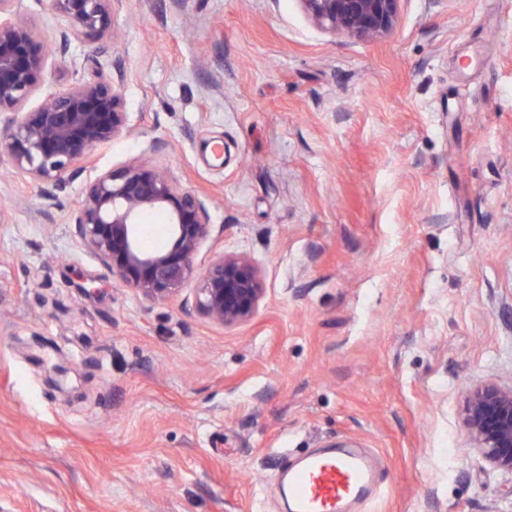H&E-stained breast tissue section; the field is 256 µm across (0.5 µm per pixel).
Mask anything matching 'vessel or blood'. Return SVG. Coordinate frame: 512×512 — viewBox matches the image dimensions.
I'll use <instances>...</instances> for the list:
<instances>
[{
  "label": "vessel or blood",
  "instance_id": "1",
  "mask_svg": "<svg viewBox=\"0 0 512 512\" xmlns=\"http://www.w3.org/2000/svg\"><path fill=\"white\" fill-rule=\"evenodd\" d=\"M286 482L293 512H356L382 490L373 457L350 449L307 456Z\"/></svg>",
  "mask_w": 512,
  "mask_h": 512
}]
</instances>
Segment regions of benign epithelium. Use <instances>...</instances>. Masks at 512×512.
I'll return each instance as SVG.
<instances>
[{
    "instance_id": "obj_1",
    "label": "benign epithelium",
    "mask_w": 512,
    "mask_h": 512,
    "mask_svg": "<svg viewBox=\"0 0 512 512\" xmlns=\"http://www.w3.org/2000/svg\"><path fill=\"white\" fill-rule=\"evenodd\" d=\"M63 22L57 55L70 39L114 36L112 0H40ZM319 30L379 41L392 35L402 0H297ZM47 40L24 17L21 0H0V162L40 185L38 213L56 206L57 192L82 172L81 161L99 147L130 134L120 89L106 81L44 88ZM38 104L31 108L32 99ZM211 200L183 188L170 171L137 160L85 181L70 214L74 237L122 285L149 301H166L196 280L193 308L203 318L233 328L253 319L266 297L261 269L248 257L215 255L201 273L194 258L213 231ZM153 210L169 219V244L143 249L138 226ZM469 448L495 469L512 473V387L494 383L471 389L465 409Z\"/></svg>"
}]
</instances>
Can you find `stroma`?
Wrapping results in <instances>:
<instances>
[{
	"instance_id": "35a3bbf8",
	"label": "stroma",
	"mask_w": 512,
	"mask_h": 512,
	"mask_svg": "<svg viewBox=\"0 0 512 512\" xmlns=\"http://www.w3.org/2000/svg\"><path fill=\"white\" fill-rule=\"evenodd\" d=\"M45 87L112 81L131 159L212 198L194 260L241 253L247 324L142 299L0 165V512H285L282 467L377 460L362 512H512L467 447L464 392L512 385V0H402L390 37L297 0H116ZM229 159L217 165L214 147Z\"/></svg>"
}]
</instances>
